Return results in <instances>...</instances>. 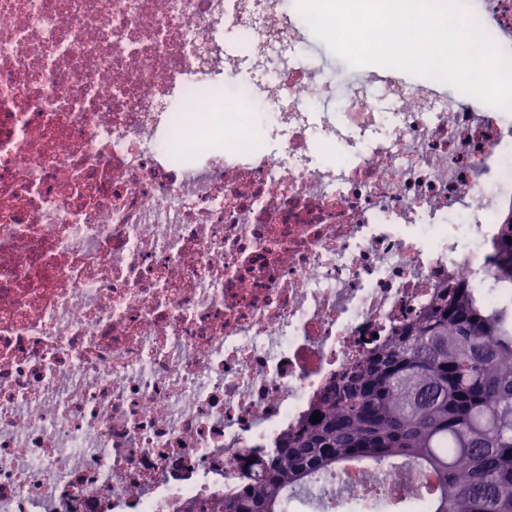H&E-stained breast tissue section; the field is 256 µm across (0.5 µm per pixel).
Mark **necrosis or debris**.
<instances>
[{
	"label": "necrosis or debris",
	"mask_w": 512,
	"mask_h": 512,
	"mask_svg": "<svg viewBox=\"0 0 512 512\" xmlns=\"http://www.w3.org/2000/svg\"><path fill=\"white\" fill-rule=\"evenodd\" d=\"M467 5L512 56V0ZM305 27L0 0V512H198L434 288L495 292L512 123L394 73L338 91ZM428 484L356 465L327 498L426 512Z\"/></svg>",
	"instance_id": "4bbe7bcc"
}]
</instances>
